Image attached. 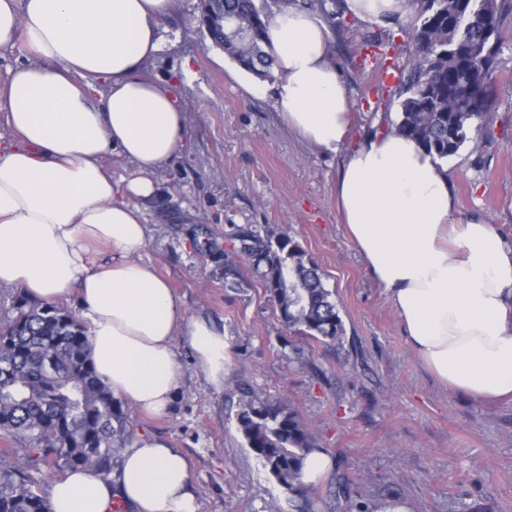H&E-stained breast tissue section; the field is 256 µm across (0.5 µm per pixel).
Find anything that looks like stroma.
<instances>
[{
	"mask_svg": "<svg viewBox=\"0 0 512 512\" xmlns=\"http://www.w3.org/2000/svg\"><path fill=\"white\" fill-rule=\"evenodd\" d=\"M200 15V0H179L160 27L163 50L145 70L169 78L187 61L194 79L183 98L189 147L154 175L158 196L141 206V255L187 316L223 325L224 389L206 382L187 343L175 339L180 377L170 410L149 417L126 407L130 433L153 434L188 457L198 512H296L238 430L240 393L252 389L292 404L331 458L312 486L315 512H512V401L449 392L422 364L337 211L345 153L288 132L273 80L263 93L247 92L249 74L211 42ZM413 22L409 14L384 25L337 17L330 52L351 97L348 143L396 120L399 99L376 90L366 52L383 39L387 58L405 64ZM495 90L485 130L446 165L454 222L494 225L512 243V10L503 13ZM243 224L288 233L316 260L344 324L343 346L290 335L249 270L226 283L224 248ZM339 477L348 497L334 492Z\"/></svg>",
	"mask_w": 512,
	"mask_h": 512,
	"instance_id": "35a3bbf8",
	"label": "stroma"
}]
</instances>
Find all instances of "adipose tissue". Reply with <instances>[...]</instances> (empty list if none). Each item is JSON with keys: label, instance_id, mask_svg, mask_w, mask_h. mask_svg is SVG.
Masks as SVG:
<instances>
[{"label": "adipose tissue", "instance_id": "adipose-tissue-1", "mask_svg": "<svg viewBox=\"0 0 512 512\" xmlns=\"http://www.w3.org/2000/svg\"><path fill=\"white\" fill-rule=\"evenodd\" d=\"M178 0H0V49L22 42L0 112V286L57 302L77 290L97 377L113 396L164 414L179 382L183 337L207 382L224 388V329L187 317L141 257L148 226L138 206L183 146L187 117L170 81L146 78L161 22ZM274 107L287 129L323 151H346L337 209L372 279L384 288L418 356L449 391L512 399V246L493 225L457 224L447 168L415 142L374 133L347 147L351 99L315 13H274ZM138 175L113 181L107 155ZM191 466L141 433L108 477L56 478L51 512H198Z\"/></svg>", "mask_w": 512, "mask_h": 512}]
</instances>
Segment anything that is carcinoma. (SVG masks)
Returning <instances> with one entry per match:
<instances>
[{"instance_id": "cac0c4a2", "label": "carcinoma", "mask_w": 512, "mask_h": 512, "mask_svg": "<svg viewBox=\"0 0 512 512\" xmlns=\"http://www.w3.org/2000/svg\"><path fill=\"white\" fill-rule=\"evenodd\" d=\"M415 11V58L399 77L397 136L416 142L441 160L483 130L494 105L493 72L472 58L474 84L461 83L464 69L448 57V0H410ZM506 0H487L485 14L470 30L500 35ZM310 9L336 26L340 0H210L201 21L210 39L243 69L270 76L274 57L265 18L271 10ZM224 251L227 274L244 260L258 274L289 332L323 345H340L345 329L318 267L288 234H261L239 226ZM12 316L0 322V438L20 439L25 454L14 467H0V512H50L38 476L89 469L108 475L129 440L121 403L97 378L88 357L87 327L59 304H35L23 292L12 297ZM238 428L258 465L286 492L305 487V457L318 448L309 426L283 403L244 391Z\"/></svg>"}]
</instances>
